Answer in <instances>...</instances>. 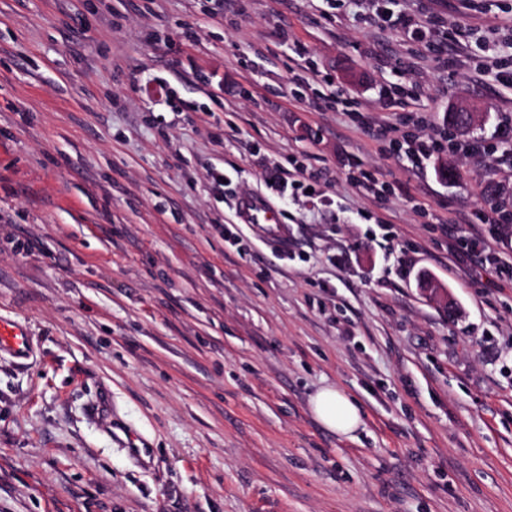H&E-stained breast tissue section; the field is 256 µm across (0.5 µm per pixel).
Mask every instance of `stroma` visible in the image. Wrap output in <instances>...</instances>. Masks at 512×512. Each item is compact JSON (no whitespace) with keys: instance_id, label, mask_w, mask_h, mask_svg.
Wrapping results in <instances>:
<instances>
[{"instance_id":"stroma-1","label":"stroma","mask_w":512,"mask_h":512,"mask_svg":"<svg viewBox=\"0 0 512 512\" xmlns=\"http://www.w3.org/2000/svg\"><path fill=\"white\" fill-rule=\"evenodd\" d=\"M386 9L424 40L373 0H0V319L33 340L0 350V512H512V284L452 250L512 200V141L418 170L372 135L398 83L420 133L464 101L457 141L493 137L512 89L474 38L511 41L512 0ZM304 60L340 109L292 100ZM294 159L321 199L267 189ZM248 193L287 247L240 223ZM327 385L354 436L314 418ZM350 184L361 192L379 196L385 192L388 185L370 171L360 170L358 174L350 176ZM310 406L316 419L337 434L352 435L363 423L358 405L331 386L323 387L311 396Z\"/></svg>"}]
</instances>
